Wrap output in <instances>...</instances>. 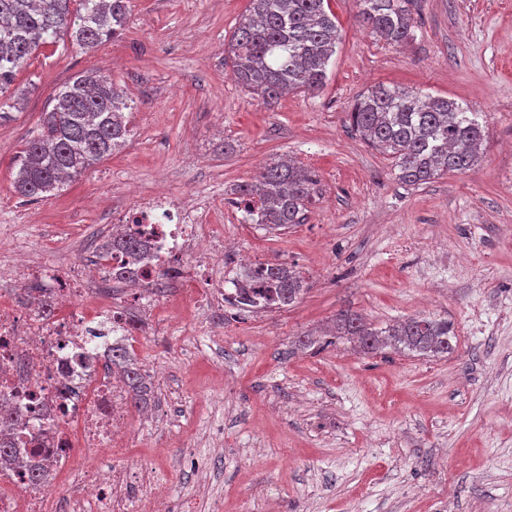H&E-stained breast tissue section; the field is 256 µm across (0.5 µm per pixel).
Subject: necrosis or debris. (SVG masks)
Listing matches in <instances>:
<instances>
[{
	"instance_id": "4bbe7bcc",
	"label": "necrosis or debris",
	"mask_w": 512,
	"mask_h": 512,
	"mask_svg": "<svg viewBox=\"0 0 512 512\" xmlns=\"http://www.w3.org/2000/svg\"><path fill=\"white\" fill-rule=\"evenodd\" d=\"M209 208L165 192L139 197L112 231L133 234L146 248L121 302L98 309L95 290L113 285L122 270L120 250L95 257L91 270L67 271L15 250L7 271L35 297L18 305L0 301V409L18 423L0 420V443L14 459L0 461V512H128L127 496L112 468V454L131 432L128 393L107 357L113 343L133 349L131 310L154 317L149 290L160 272L222 265L224 235L209 222ZM50 464L52 479L34 484L29 469ZM74 473L75 493L59 495L55 475Z\"/></svg>"
}]
</instances>
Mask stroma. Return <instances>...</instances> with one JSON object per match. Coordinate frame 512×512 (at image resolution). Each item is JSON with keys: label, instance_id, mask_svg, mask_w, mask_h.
Segmentation results:
<instances>
[{"label": "stroma", "instance_id": "35a3bbf8", "mask_svg": "<svg viewBox=\"0 0 512 512\" xmlns=\"http://www.w3.org/2000/svg\"><path fill=\"white\" fill-rule=\"evenodd\" d=\"M123 34L85 53L40 48L0 122V290L8 244L55 266L91 256L99 231L136 194L208 198L254 262L297 266L309 289L292 307L206 317L205 276L182 281L181 323L144 322L142 370L159 369L149 408L118 468L167 480L170 506L200 512H512V0H415L413 38L359 27L355 0H329L341 39L324 89L274 106L224 59L249 0H132ZM110 75L137 102L131 135L46 202L14 195L11 175L59 88ZM385 83L481 112L482 156L420 186L349 126L355 99ZM232 151H225V144ZM291 158L317 178L303 223L275 233L225 207L231 188ZM350 310L377 325L448 318L443 358L344 341L303 350Z\"/></svg>", "mask_w": 512, "mask_h": 512}]
</instances>
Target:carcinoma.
Instances as JSON below:
<instances>
[{"mask_svg": "<svg viewBox=\"0 0 512 512\" xmlns=\"http://www.w3.org/2000/svg\"><path fill=\"white\" fill-rule=\"evenodd\" d=\"M358 19L391 44L412 40L411 0H357ZM132 0H0V93L46 44L63 39L93 51L119 35L130 21ZM339 40L328 0H250L240 17L224 59L251 94L266 105L293 90L318 92ZM42 113L40 132L26 142L15 164L14 193L27 202H45L64 185L103 158L123 148L130 136L125 112L136 108L113 80L83 72L65 83ZM350 126L379 153L388 156L398 179L415 186L450 170L465 171L480 158L484 126L479 113L444 97L422 96L383 83L361 94L348 113ZM315 174L291 160L271 161L260 184L237 185L233 193L245 206L257 202V223L282 232L303 223L315 194ZM104 248L125 251L135 267L142 244L135 238L108 239ZM228 300L241 310L272 311L297 303L307 291L300 273L288 265L268 264L256 286L237 284ZM332 336L346 339L364 354L394 352L440 357L455 350L454 327L446 318L415 316L379 327L344 311ZM112 365L123 372L129 400L145 407L152 386L137 359L118 343Z\"/></svg>", "mask_w": 512, "mask_h": 512, "instance_id": "cac0c4a2", "label": "carcinoma"}]
</instances>
